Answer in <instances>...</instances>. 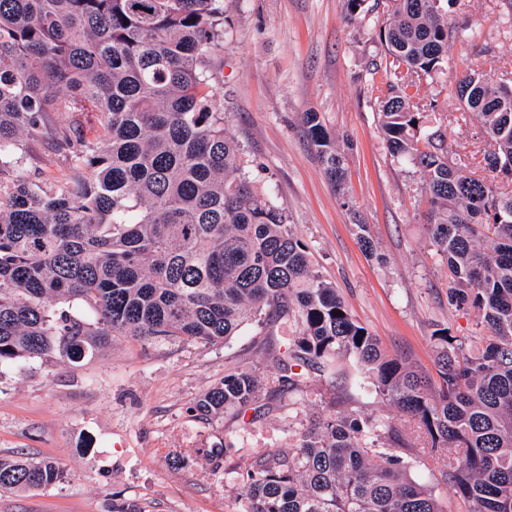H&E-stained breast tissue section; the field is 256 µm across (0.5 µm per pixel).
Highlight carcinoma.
Here are the masks:
<instances>
[{
	"mask_svg": "<svg viewBox=\"0 0 512 512\" xmlns=\"http://www.w3.org/2000/svg\"><path fill=\"white\" fill-rule=\"evenodd\" d=\"M440 2L389 0L379 123L390 155L423 172L430 247L448 265L449 301L475 312L482 346L435 329L434 381L388 355L314 267L211 109L224 0H0V374L35 359L78 363L115 336L216 344L247 323L268 336L288 327L270 384L227 373L193 407L243 419L267 390L302 392L312 373L327 384L330 412L288 447L231 467L244 512H443L411 477L431 462L466 512H512V194L463 175L415 111L419 81L471 31ZM457 94L491 143L485 168L512 179V95L474 69ZM60 114L70 120L56 123ZM304 126L342 186L335 137L316 112ZM45 139L68 161L50 187L16 175L28 144ZM73 303L92 317L59 308ZM352 389L354 406L338 408ZM374 400L417 422L428 447L365 412ZM61 479L51 461L0 456L1 491Z\"/></svg>",
	"mask_w": 512,
	"mask_h": 512,
	"instance_id": "obj_1",
	"label": "carcinoma"
}]
</instances>
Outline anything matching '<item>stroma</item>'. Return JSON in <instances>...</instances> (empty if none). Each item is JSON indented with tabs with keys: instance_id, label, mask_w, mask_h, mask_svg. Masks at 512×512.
Masks as SVG:
<instances>
[{
	"instance_id": "35a3bbf8",
	"label": "stroma",
	"mask_w": 512,
	"mask_h": 512,
	"mask_svg": "<svg viewBox=\"0 0 512 512\" xmlns=\"http://www.w3.org/2000/svg\"><path fill=\"white\" fill-rule=\"evenodd\" d=\"M224 50L214 111L244 148L258 187L283 208L316 268L352 316L385 349L435 374L436 327L477 345L473 310L448 301V268L429 246L430 204L419 168L394 161L378 125L384 49L376 34L387 0H224ZM449 19L471 41L448 46L450 66L425 81L420 109L440 127L464 174L484 176L489 144L456 94L469 71L512 86V0H449ZM319 113L348 153L336 191L307 139L304 113ZM368 230L378 254L358 243ZM289 331L245 326L222 344L119 336L95 357L57 366L34 361L0 374V455L54 462L61 482L0 492V512H241L245 490L228 467L253 450L283 448L326 410L324 385L277 398L249 426L203 419L195 401L231 371L274 376L272 356Z\"/></svg>"
}]
</instances>
